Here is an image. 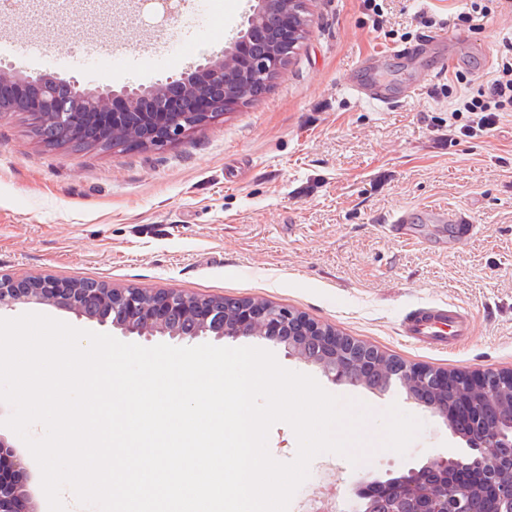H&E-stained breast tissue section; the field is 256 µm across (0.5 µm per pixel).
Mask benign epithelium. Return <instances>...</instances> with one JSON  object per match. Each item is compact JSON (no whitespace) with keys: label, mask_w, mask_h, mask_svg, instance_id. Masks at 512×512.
Instances as JSON below:
<instances>
[{"label":"benign epithelium","mask_w":512,"mask_h":512,"mask_svg":"<svg viewBox=\"0 0 512 512\" xmlns=\"http://www.w3.org/2000/svg\"><path fill=\"white\" fill-rule=\"evenodd\" d=\"M166 27L177 18L181 0H138ZM306 8L292 15L271 8V0H257L246 28L219 56L209 57L191 73L171 77L149 89L119 91L83 88L74 80L72 105L57 110L51 95L53 79L27 76L0 68V104L26 100L35 112H54L53 139L64 144L92 143L122 153L135 148L162 149L177 144L215 123L241 104L262 95L270 80L240 84L234 73L248 70L262 76L278 73L308 34ZM235 312L224 317V299L210 301L174 288L86 287L74 279L52 277L0 278V310L45 304L96 320L126 335L167 336L179 342L201 337L253 338L281 345L288 356L314 364L333 384L354 386L353 375L369 370L361 357L363 345L309 316L271 302L235 299ZM428 367L395 366L389 378L403 388L426 380ZM441 389L461 391L482 401L490 392L512 393V372L491 371L470 375L437 373ZM448 427L458 420L472 429L489 431L465 439L472 454L457 458L432 454L424 465L396 478L375 481L355 489L350 512H458L472 497L453 474L478 467L493 488L497 512H512V478L500 475L498 440L502 423L512 430V412L494 403L467 402L455 414L443 413ZM28 474L20 456L0 435V512H35L27 490Z\"/></svg>","instance_id":"1"}]
</instances>
